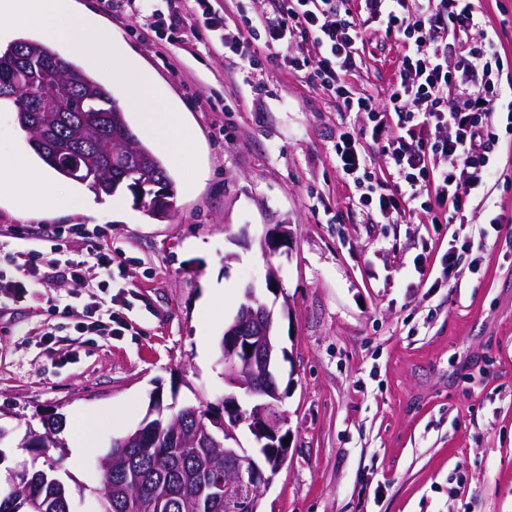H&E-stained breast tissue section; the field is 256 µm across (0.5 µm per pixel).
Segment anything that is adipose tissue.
Here are the masks:
<instances>
[{"mask_svg":"<svg viewBox=\"0 0 512 512\" xmlns=\"http://www.w3.org/2000/svg\"><path fill=\"white\" fill-rule=\"evenodd\" d=\"M36 28L47 48L67 44L90 68L111 66L132 87L131 104L141 128L178 168L193 161V134L182 112L159 89L154 75L140 67L91 16L76 12L72 0H0V23ZM58 211H86L92 203L82 194L59 188L51 171L33 167L28 156L0 160V199L15 216L33 215V194Z\"/></svg>","mask_w":512,"mask_h":512,"instance_id":"adipose-tissue-1","label":"adipose tissue"}]
</instances>
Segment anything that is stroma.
Returning <instances> with one entry per match:
<instances>
[{
  "label": "stroma",
  "instance_id": "obj_1",
  "mask_svg": "<svg viewBox=\"0 0 512 512\" xmlns=\"http://www.w3.org/2000/svg\"><path fill=\"white\" fill-rule=\"evenodd\" d=\"M74 2L183 112L195 164L169 168L175 197L163 221L126 193L26 220L32 230L109 226L105 240L123 259L124 300L112 309L127 327L81 335L43 299L0 303V475L50 468L91 485L112 439L153 404L222 403L231 388L219 343L250 287L273 309L288 352L276 373L288 459L262 512H512V127L498 124L494 149L509 181L471 199L473 223L374 224L336 166L339 131L367 119L286 68L288 46L252 68L225 55L223 29L191 46L144 23L171 4L200 25L255 15L267 0H210L206 16L191 0H143L135 10ZM401 52L373 32L348 83L384 100ZM489 207L508 224L483 250L460 252L442 287H418L414 257L429 250L440 272L449 245L477 235ZM280 224L292 236L273 252L263 240ZM52 412L106 416L95 448L79 459L19 448Z\"/></svg>",
  "mask_w": 512,
  "mask_h": 512
}]
</instances>
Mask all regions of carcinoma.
Wrapping results in <instances>:
<instances>
[{
    "instance_id": "obj_1",
    "label": "carcinoma",
    "mask_w": 512,
    "mask_h": 512,
    "mask_svg": "<svg viewBox=\"0 0 512 512\" xmlns=\"http://www.w3.org/2000/svg\"><path fill=\"white\" fill-rule=\"evenodd\" d=\"M21 47L43 67L79 79L75 87L65 82L57 87L66 107L62 114L30 115L14 109L18 126L43 162L97 196H112L132 185L149 194L151 180H170L162 160L132 131L111 91L39 43L19 38L0 46V90L15 89L25 98L33 94L16 65ZM122 134L135 152L130 159L114 160L112 136ZM150 413L154 418L112 440L97 462L99 482L82 485L79 491L95 499L97 512H225L224 449L193 441L197 419L220 418L224 406L201 403L165 414L156 403ZM61 426V416H49L44 431L27 430L18 447L32 453L51 447L62 457L65 443L57 438ZM71 499L72 490L64 481L42 470L24 469L8 479L7 489H0V512H71Z\"/></svg>"
}]
</instances>
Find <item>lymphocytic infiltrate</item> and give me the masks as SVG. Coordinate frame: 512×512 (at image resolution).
<instances>
[{
  "label": "lymphocytic infiltrate",
  "instance_id": "1",
  "mask_svg": "<svg viewBox=\"0 0 512 512\" xmlns=\"http://www.w3.org/2000/svg\"><path fill=\"white\" fill-rule=\"evenodd\" d=\"M362 21L342 16L336 0H275L257 17L222 20L224 46L248 65H258L284 42L298 53L285 65L308 71L312 84L341 111L362 112L369 133L347 127L336 143L337 163L362 186L360 205L373 217L423 216L433 226L467 223L471 191H487L501 173L491 155L495 122L512 124V100L504 101V61L494 35L474 41L484 15L475 0H359ZM378 25L400 42V55L384 101L353 92L346 77L356 66L359 42L368 25ZM370 136L364 147L362 136ZM387 159V179H373L369 148ZM98 231L84 234L79 255L25 247L8 252L12 273L0 271V298L24 301L35 290L51 289V308L64 309L76 333L108 336L112 329L111 291L116 257L102 247ZM87 285L81 304L56 295L62 281Z\"/></svg>",
  "mask_w": 512,
  "mask_h": 512
}]
</instances>
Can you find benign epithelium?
<instances>
[{"label": "benign epithelium", "instance_id": "benign-epithelium-1", "mask_svg": "<svg viewBox=\"0 0 512 512\" xmlns=\"http://www.w3.org/2000/svg\"><path fill=\"white\" fill-rule=\"evenodd\" d=\"M290 229L277 226L264 246L279 249L287 244ZM233 320L224 328V381L249 398L242 408L235 395L224 397V507L229 512H259L264 489L272 482L288 456L283 440L288 420L276 409L280 399L274 366L280 348L274 333V317L257 301L252 289L244 294ZM244 425L259 448L254 452L239 445L235 429Z\"/></svg>", "mask_w": 512, "mask_h": 512}]
</instances>
